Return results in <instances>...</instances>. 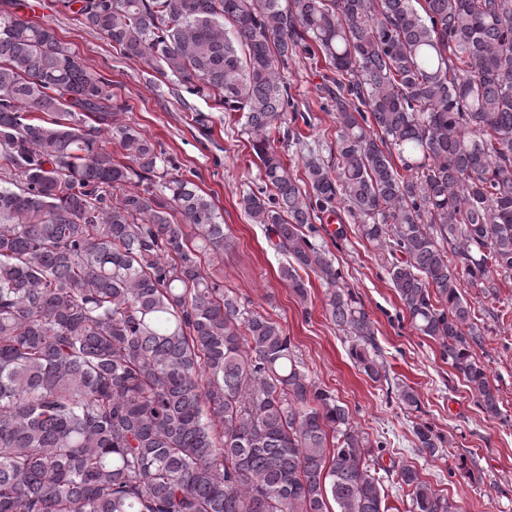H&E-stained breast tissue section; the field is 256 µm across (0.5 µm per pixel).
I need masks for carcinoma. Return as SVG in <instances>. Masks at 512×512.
Masks as SVG:
<instances>
[{"label": "carcinoma", "instance_id": "carcinoma-1", "mask_svg": "<svg viewBox=\"0 0 512 512\" xmlns=\"http://www.w3.org/2000/svg\"><path fill=\"white\" fill-rule=\"evenodd\" d=\"M64 6L123 58L242 113L261 187L240 206L298 297V269L323 282L372 381L387 380L373 321L309 239L319 212L387 254L412 326L501 414L464 288L512 277V0ZM301 55L330 71L336 169L299 139L298 179L272 131ZM108 87L52 27L0 13V512H389L349 410L206 267L234 245L214 205ZM413 433L442 451L431 426ZM394 471L410 512H457L415 466Z\"/></svg>", "mask_w": 512, "mask_h": 512}]
</instances>
